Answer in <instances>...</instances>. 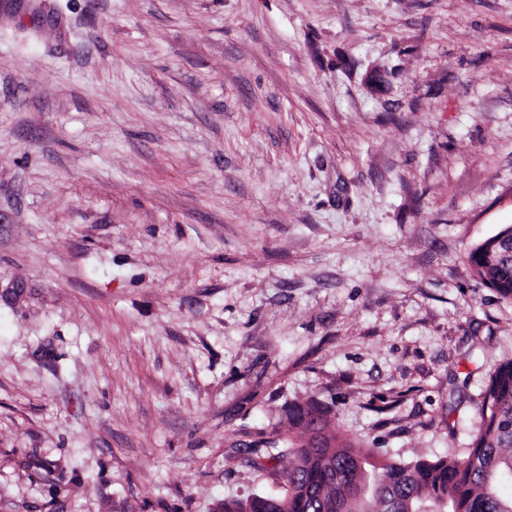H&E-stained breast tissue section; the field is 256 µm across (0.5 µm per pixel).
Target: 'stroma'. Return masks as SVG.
Wrapping results in <instances>:
<instances>
[{
  "label": "stroma",
  "instance_id": "1",
  "mask_svg": "<svg viewBox=\"0 0 512 512\" xmlns=\"http://www.w3.org/2000/svg\"><path fill=\"white\" fill-rule=\"evenodd\" d=\"M512 0H0V512H217L290 401L462 456L512 357ZM468 260L478 279L512 301V226L471 249Z\"/></svg>",
  "mask_w": 512,
  "mask_h": 512
}]
</instances>
